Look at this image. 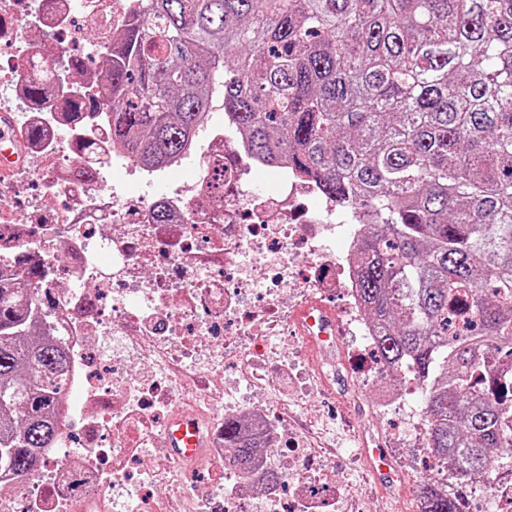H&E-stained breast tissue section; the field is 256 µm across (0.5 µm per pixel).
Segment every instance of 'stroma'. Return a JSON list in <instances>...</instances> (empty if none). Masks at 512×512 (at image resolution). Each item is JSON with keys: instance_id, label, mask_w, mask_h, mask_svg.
Wrapping results in <instances>:
<instances>
[{"instance_id": "35a3bbf8", "label": "stroma", "mask_w": 512, "mask_h": 512, "mask_svg": "<svg viewBox=\"0 0 512 512\" xmlns=\"http://www.w3.org/2000/svg\"><path fill=\"white\" fill-rule=\"evenodd\" d=\"M287 381H273L261 391L250 392L245 383L229 379L224 402L243 397L262 405L279 407L294 425L306 447L328 460L329 478L341 489V512H415L423 484L439 479L438 469L424 465L425 449L413 441L397 440L393 430L401 415L377 402L380 388L397 385L396 376L369 371L364 357L350 349L346 376L321 383L304 344L288 342ZM382 436L387 450L403 475L402 483L385 488L376 485L360 456L358 436L363 430Z\"/></svg>"}]
</instances>
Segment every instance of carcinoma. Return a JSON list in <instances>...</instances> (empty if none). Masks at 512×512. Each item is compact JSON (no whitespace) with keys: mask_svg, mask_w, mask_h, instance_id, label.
Instances as JSON below:
<instances>
[{"mask_svg":"<svg viewBox=\"0 0 512 512\" xmlns=\"http://www.w3.org/2000/svg\"><path fill=\"white\" fill-rule=\"evenodd\" d=\"M112 140L156 167L219 97L259 158L366 218L358 295L379 364L412 370L426 448L458 488L512 471V0H147L103 60ZM36 268L0 274V473L26 476L56 435L65 360L43 341ZM252 471L261 436L224 419Z\"/></svg>","mask_w":512,"mask_h":512,"instance_id":"carcinoma-1","label":"carcinoma"}]
</instances>
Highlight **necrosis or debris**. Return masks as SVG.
I'll return each mask as SVG.
<instances>
[{
	"mask_svg": "<svg viewBox=\"0 0 512 512\" xmlns=\"http://www.w3.org/2000/svg\"><path fill=\"white\" fill-rule=\"evenodd\" d=\"M133 10L131 0H0V112L10 132L42 131L23 166L0 180V266L41 267L45 316L70 361L56 441L41 470L10 479L0 512H107L103 489L129 486L135 512H162L154 476L185 403L200 420L210 474L188 488L186 512H330L335 491H313L327 466L279 410L215 399L229 366L250 390L266 386L268 376L249 371L250 344L287 335V292L340 295V341L373 351L353 250L328 243L339 210L319 183L281 165L272 189L253 187L267 164L223 109L210 108L167 164L181 181L156 190L113 144L104 112L70 115L71 99L88 104L102 89L59 84L56 69L70 68L86 34L97 52L110 51ZM35 76L49 90L31 100L22 88ZM228 417L265 435L258 465L276 470L279 484L248 488L224 449Z\"/></svg>",
	"mask_w": 512,
	"mask_h": 512,
	"instance_id": "4bbe7bcc",
	"label": "necrosis or debris"
}]
</instances>
